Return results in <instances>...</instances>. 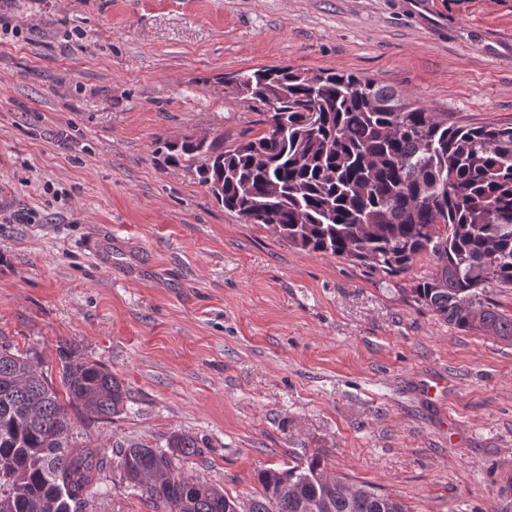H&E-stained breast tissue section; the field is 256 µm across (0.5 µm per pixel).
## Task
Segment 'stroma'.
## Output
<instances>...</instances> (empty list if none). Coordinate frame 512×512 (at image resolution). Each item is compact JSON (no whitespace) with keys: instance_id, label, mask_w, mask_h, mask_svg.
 Masks as SVG:
<instances>
[{"instance_id":"stroma-1","label":"stroma","mask_w":512,"mask_h":512,"mask_svg":"<svg viewBox=\"0 0 512 512\" xmlns=\"http://www.w3.org/2000/svg\"><path fill=\"white\" fill-rule=\"evenodd\" d=\"M0 0V340L103 364L127 410L97 448L204 443L188 465L248 501L321 455L408 512H512V341L409 287L225 211L166 145L266 126L225 77L351 73L449 122L512 124V0ZM112 241L104 264L91 238ZM442 383L445 393L429 395ZM107 495H100V488ZM86 512H156L109 455ZM167 448H174V451H177L179 456L188 463L190 458L201 455V448L203 447L196 437L190 434L177 433L171 435Z\"/></svg>"}]
</instances>
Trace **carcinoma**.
Instances as JSON below:
<instances>
[{
  "instance_id": "carcinoma-1",
  "label": "carcinoma",
  "mask_w": 512,
  "mask_h": 512,
  "mask_svg": "<svg viewBox=\"0 0 512 512\" xmlns=\"http://www.w3.org/2000/svg\"><path fill=\"white\" fill-rule=\"evenodd\" d=\"M271 127L224 146L186 138L168 146L225 210L266 223L291 245L331 253L388 276L422 254L435 270L410 286L415 301L453 327L512 340V315L486 290L512 288V124H448L387 85L290 66L233 80ZM61 399L30 352L0 345V512H84L105 464L78 444L70 411L91 421L120 415L124 383L96 362L62 357ZM184 461L199 440L171 435ZM122 479L159 512H406L365 483L305 467L258 473L262 493L247 509L197 476L175 473L173 458L146 445L119 444Z\"/></svg>"
}]
</instances>
